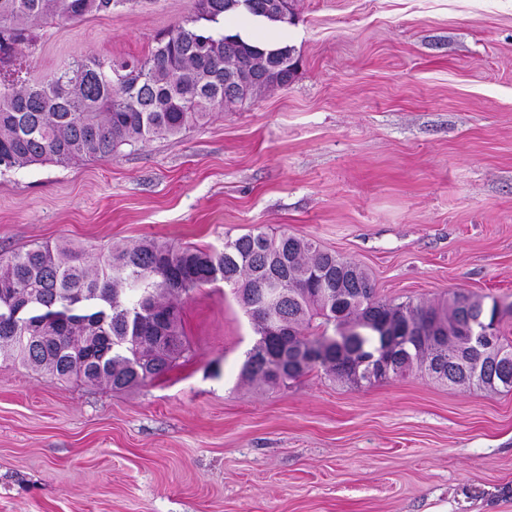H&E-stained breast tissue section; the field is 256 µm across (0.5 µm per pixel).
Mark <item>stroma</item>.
Returning <instances> with one entry per match:
<instances>
[{
    "label": "stroma",
    "mask_w": 512,
    "mask_h": 512,
    "mask_svg": "<svg viewBox=\"0 0 512 512\" xmlns=\"http://www.w3.org/2000/svg\"><path fill=\"white\" fill-rule=\"evenodd\" d=\"M294 79L180 135L0 172V253L86 261L146 239L288 231L398 302H512V0H294ZM192 0H128L39 32L42 79L142 57ZM186 351L115 392L0 357V512H512V391L412 373L239 378L256 333L223 282L182 298Z\"/></svg>",
    "instance_id": "35a3bbf8"
}]
</instances>
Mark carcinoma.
Here are the masks:
<instances>
[{
    "mask_svg": "<svg viewBox=\"0 0 512 512\" xmlns=\"http://www.w3.org/2000/svg\"><path fill=\"white\" fill-rule=\"evenodd\" d=\"M128 0H0V171L83 157L110 161L123 145L173 137L210 112L237 103L224 88L256 78L253 92L286 86L294 73L270 66L274 53L215 29L238 12L278 23L266 0H193L192 15L155 40L142 58L77 59L28 81L12 59L56 20H80ZM233 61L237 68L224 69ZM233 288L257 337L240 378L269 386L316 368L345 383L418 371L451 387L512 391V338L501 333L512 302L455 293L446 304L380 297L369 274L336 253L286 232H249L221 249L175 248L158 240L111 249L94 264L66 244L0 253V348L17 346L7 304L32 312L70 311L32 332L14 358L52 378L108 383L114 390L166 372L184 352L178 298L215 283ZM494 322L493 344L463 334Z\"/></svg>",
    "mask_w": 512,
    "mask_h": 512,
    "instance_id": "carcinoma-1",
    "label": "carcinoma"
}]
</instances>
